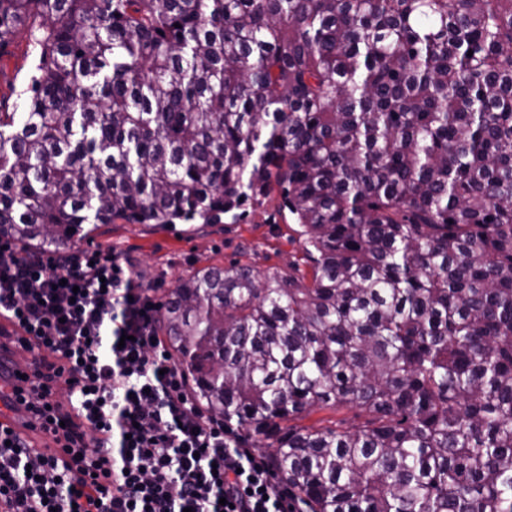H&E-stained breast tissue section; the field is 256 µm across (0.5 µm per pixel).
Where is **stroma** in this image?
I'll return each instance as SVG.
<instances>
[{"instance_id":"stroma-1","label":"stroma","mask_w":512,"mask_h":512,"mask_svg":"<svg viewBox=\"0 0 512 512\" xmlns=\"http://www.w3.org/2000/svg\"><path fill=\"white\" fill-rule=\"evenodd\" d=\"M28 34H20L8 51L0 53V101L15 105L27 88L36 64ZM292 221L282 207L279 193L250 207L239 219L225 218L220 224H195L179 233L150 224H104L98 241L128 260L135 281L161 283L163 290L176 288L181 277L194 267L226 265L235 260L260 269L287 271L298 255Z\"/></svg>"}]
</instances>
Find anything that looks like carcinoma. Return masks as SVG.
I'll return each instance as SVG.
<instances>
[{
    "label": "carcinoma",
    "instance_id": "1",
    "mask_svg": "<svg viewBox=\"0 0 512 512\" xmlns=\"http://www.w3.org/2000/svg\"><path fill=\"white\" fill-rule=\"evenodd\" d=\"M23 29L0 240L278 191L288 271L206 265L161 303L196 402L309 512H512V0H0V53Z\"/></svg>",
    "mask_w": 512,
    "mask_h": 512
}]
</instances>
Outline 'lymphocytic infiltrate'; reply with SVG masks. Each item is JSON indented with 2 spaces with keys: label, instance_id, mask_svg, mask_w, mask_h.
Segmentation results:
<instances>
[{
  "label": "lymphocytic infiltrate",
  "instance_id": "obj_1",
  "mask_svg": "<svg viewBox=\"0 0 512 512\" xmlns=\"http://www.w3.org/2000/svg\"><path fill=\"white\" fill-rule=\"evenodd\" d=\"M157 290L113 251L0 248V314L32 354L16 396L65 452L0 425V512H300L286 479L192 397L156 333Z\"/></svg>",
  "mask_w": 512,
  "mask_h": 512
}]
</instances>
